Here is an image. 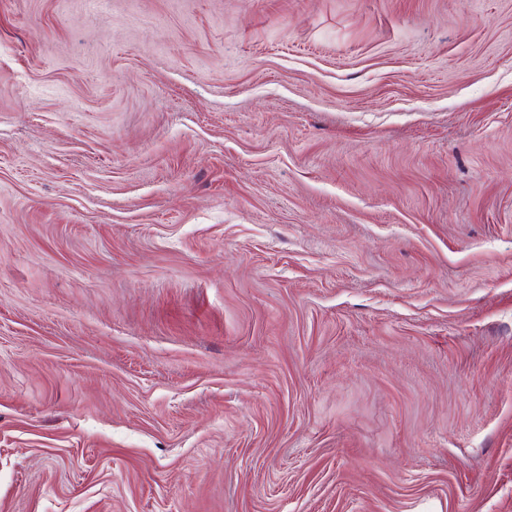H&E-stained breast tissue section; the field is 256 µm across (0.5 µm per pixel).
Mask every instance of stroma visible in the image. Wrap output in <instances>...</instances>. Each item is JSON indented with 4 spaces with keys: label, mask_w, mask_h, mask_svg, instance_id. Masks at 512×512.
<instances>
[{
    "label": "stroma",
    "mask_w": 512,
    "mask_h": 512,
    "mask_svg": "<svg viewBox=\"0 0 512 512\" xmlns=\"http://www.w3.org/2000/svg\"><path fill=\"white\" fill-rule=\"evenodd\" d=\"M0 512H512V0H0Z\"/></svg>",
    "instance_id": "1"
}]
</instances>
